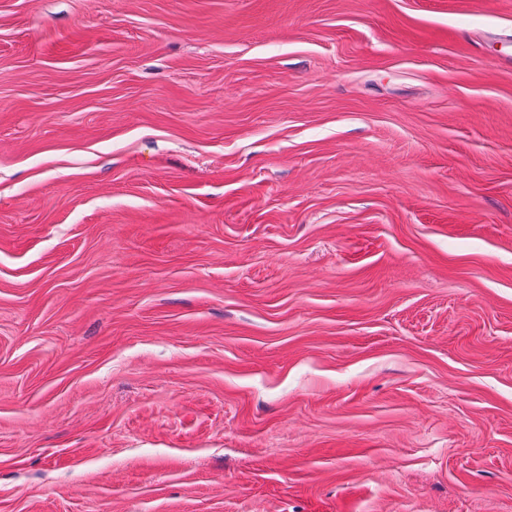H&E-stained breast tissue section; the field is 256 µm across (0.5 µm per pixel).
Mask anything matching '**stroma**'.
<instances>
[{
	"label": "stroma",
	"instance_id": "35a3bbf8",
	"mask_svg": "<svg viewBox=\"0 0 512 512\" xmlns=\"http://www.w3.org/2000/svg\"><path fill=\"white\" fill-rule=\"evenodd\" d=\"M0 512H512V0H0Z\"/></svg>",
	"mask_w": 512,
	"mask_h": 512
}]
</instances>
